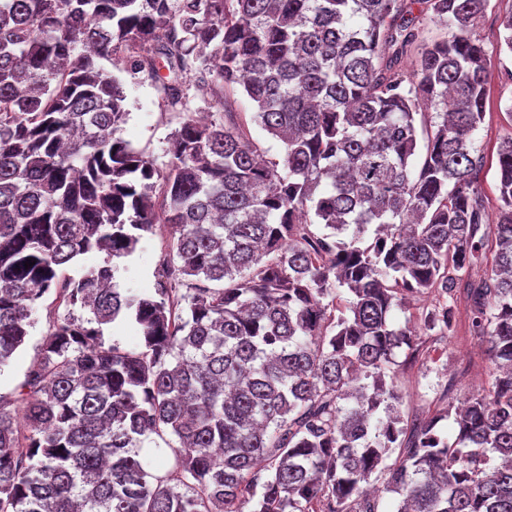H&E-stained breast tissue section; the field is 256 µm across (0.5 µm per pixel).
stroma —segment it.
Wrapping results in <instances>:
<instances>
[{
	"label": "stroma",
	"instance_id": "stroma-1",
	"mask_svg": "<svg viewBox=\"0 0 512 512\" xmlns=\"http://www.w3.org/2000/svg\"><path fill=\"white\" fill-rule=\"evenodd\" d=\"M512 13V0H491L485 15L476 24L474 35L489 51V76L486 84L485 118L475 134V145L484 156L479 180L488 210L498 206L497 149L501 140L512 135V58L495 54L500 20ZM129 117L123 127L124 139L155 160H168V139L180 125L177 113L167 111L162 89L147 76L127 79ZM191 109L210 121L220 120L224 102H232L236 121L250 132L256 148L266 158L282 156L280 142L272 139L252 120L253 107L242 96L239 87L225 89L223 98L213 97L209 90L191 88ZM172 243L165 228L146 234L136 251L119 263L116 280L120 288L135 294L153 292L161 272V260ZM453 331L448 336L421 334L420 354L411 357L408 348L396 352L394 378L401 384L405 420L425 421L456 407L465 397L481 392L490 381L495 367L484 343L471 333V307L465 292L451 299ZM59 310L55 293H46L35 315L36 324L26 345L10 363L0 368V394L13 395L29 368L40 359L39 345L48 330L49 320ZM455 389H448V380Z\"/></svg>",
	"mask_w": 512,
	"mask_h": 512
}]
</instances>
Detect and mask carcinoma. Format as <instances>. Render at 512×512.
I'll use <instances>...</instances> for the list:
<instances>
[{
  "instance_id": "obj_1",
  "label": "carcinoma",
  "mask_w": 512,
  "mask_h": 512,
  "mask_svg": "<svg viewBox=\"0 0 512 512\" xmlns=\"http://www.w3.org/2000/svg\"><path fill=\"white\" fill-rule=\"evenodd\" d=\"M489 2L0 0V368L45 293L66 305L0 395V512H378L363 484L379 470L397 512H512V137L494 222L473 140ZM427 22L452 39L419 44ZM500 26L496 53L512 55V14ZM124 73L184 114L163 168L120 136ZM199 84L240 86L282 159H260L233 112L195 120ZM424 99L441 122L422 144ZM158 225L164 280L116 288L112 260ZM460 288L498 373L411 427L387 378L417 334L393 306ZM124 317L138 351L101 339ZM423 324L451 332V307ZM166 433L179 446L156 469L141 451Z\"/></svg>"
}]
</instances>
